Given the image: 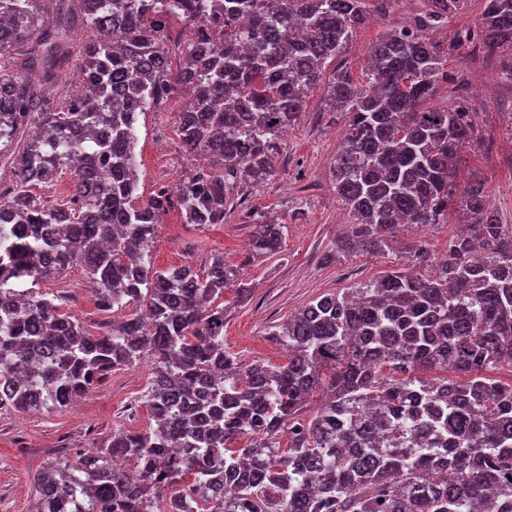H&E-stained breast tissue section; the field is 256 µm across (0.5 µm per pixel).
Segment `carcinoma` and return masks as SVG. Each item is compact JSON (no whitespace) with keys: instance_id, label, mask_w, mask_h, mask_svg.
<instances>
[{"instance_id":"cac0c4a2","label":"carcinoma","mask_w":512,"mask_h":512,"mask_svg":"<svg viewBox=\"0 0 512 512\" xmlns=\"http://www.w3.org/2000/svg\"><path fill=\"white\" fill-rule=\"evenodd\" d=\"M55 2L47 24L44 0H0V53L25 56L24 73L0 69V163L13 174L0 188V409L66 407L147 359L154 425L48 464L38 512H512V379L487 376L512 370V225L481 185L459 190L454 158L473 124L464 104L427 106L445 64L436 46L394 31L368 47L362 81L341 69L328 83L329 108L348 118L334 179L354 219L337 250L380 253L399 224H445L459 194L466 231L430 274L389 271L274 327L285 364H245L216 305L234 285L250 293L241 267L157 269L156 228L171 208L222 224L235 191L271 180L308 90L367 23L363 0ZM426 2L435 23L466 0ZM484 2L482 45L511 57L512 79V0ZM168 17L191 32L175 71ZM79 25L98 37L76 59ZM186 86L177 134L204 162L137 206V115ZM66 173L69 195L35 193ZM282 243L283 225L260 216L253 254ZM74 262L100 310L127 311L106 334L38 289ZM448 368L464 380L429 376ZM217 474L233 486L221 498Z\"/></svg>"}]
</instances>
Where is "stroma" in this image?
I'll list each match as a JSON object with an SVG mask.
<instances>
[{"label":"stroma","instance_id":"obj_1","mask_svg":"<svg viewBox=\"0 0 512 512\" xmlns=\"http://www.w3.org/2000/svg\"><path fill=\"white\" fill-rule=\"evenodd\" d=\"M367 8L369 23L353 34L342 57L327 64L326 74L339 68L361 77L370 44L395 29L422 28L448 59L447 74L440 77L431 106L463 102L473 111L475 133L457 154L458 180L464 186L482 183L498 223L512 224V81L503 75L507 56L472 38L481 26L483 0H467L449 20L427 27L420 24L425 0H390L386 5L369 0ZM183 107V97L177 96L138 116L140 201H147L159 188H175L199 162L176 134ZM345 125V117L329 109L325 85L316 86L282 137L275 176L261 186L244 188L223 223L187 224L180 211L173 209L156 229L151 251L156 268L188 264L202 273L217 256L226 264L241 266L251 292L240 300L235 289H225L224 343L245 362H283L281 347L268 338L271 327L323 294L357 287L407 263L418 274H429L447 255L449 239L459 232L452 220L399 226L384 253L329 259L351 221L334 180ZM256 211L284 224L285 240L279 253L254 259L245 244L255 230L247 215ZM418 249L426 258L411 263ZM40 290L58 300L62 311L79 318L91 333L104 332L112 323L111 315L98 309L82 263L44 282ZM151 378L150 363L142 361L113 372L73 405L34 412L0 410V512H36L35 479L55 459L102 447L120 427L148 429L151 412L143 395Z\"/></svg>","mask_w":512,"mask_h":512}]
</instances>
